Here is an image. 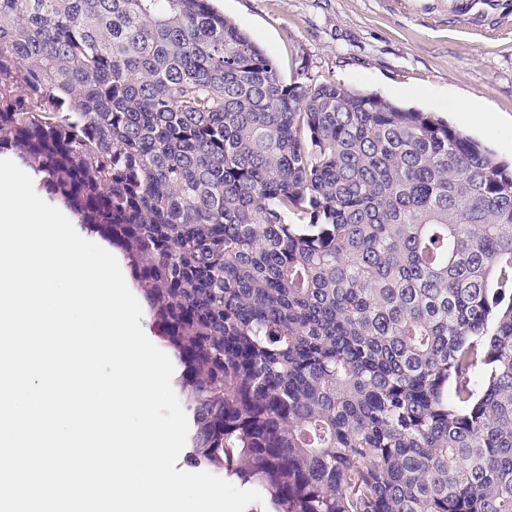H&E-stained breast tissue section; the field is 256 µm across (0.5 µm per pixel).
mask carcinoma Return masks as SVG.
<instances>
[{
    "mask_svg": "<svg viewBox=\"0 0 512 512\" xmlns=\"http://www.w3.org/2000/svg\"><path fill=\"white\" fill-rule=\"evenodd\" d=\"M131 268L196 465L275 512H512V164L286 82L211 0H0V154ZM186 415H187V418H188V422H189V434H188V438H187V443H186V446L184 448V450L182 451V453L180 454L179 456V459H178V463L176 464V469L177 470H184V471H188V472H199V471H208V472H211L219 477H222L224 478L225 480L231 482L232 484L236 485L237 487L239 488H242V489H255L257 491H259L258 489H256L253 485L249 484V483H244L242 482L237 476L235 475H232L230 473H227V472H216L212 469H209L205 466H197V465H191L187 459L188 457V452H189V448H190V437H191V432H192V429H191V422H190V417L188 415V413L186 412L185 410V407L183 405V403L180 401ZM260 492V491H259Z\"/></svg>",
    "mask_w": 512,
    "mask_h": 512,
    "instance_id": "carcinoma-1",
    "label": "carcinoma"
}]
</instances>
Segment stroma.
<instances>
[{"mask_svg": "<svg viewBox=\"0 0 512 512\" xmlns=\"http://www.w3.org/2000/svg\"><path fill=\"white\" fill-rule=\"evenodd\" d=\"M286 81L433 112L512 162V0H214Z\"/></svg>", "mask_w": 512, "mask_h": 512, "instance_id": "stroma-1", "label": "stroma"}]
</instances>
